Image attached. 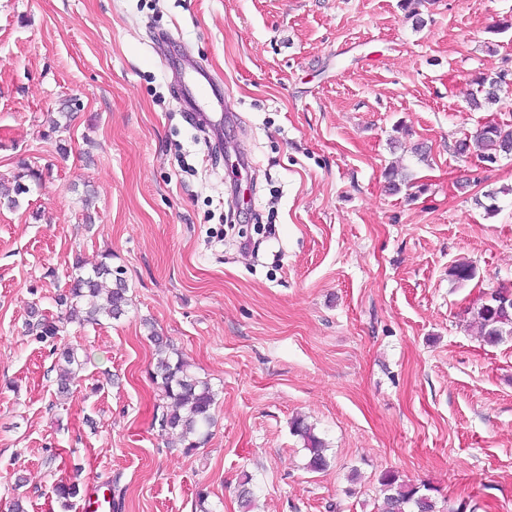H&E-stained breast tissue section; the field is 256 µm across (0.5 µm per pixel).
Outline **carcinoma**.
Instances as JSON below:
<instances>
[{
  "label": "carcinoma",
  "instance_id": "1",
  "mask_svg": "<svg viewBox=\"0 0 512 512\" xmlns=\"http://www.w3.org/2000/svg\"><path fill=\"white\" fill-rule=\"evenodd\" d=\"M477 93L472 96L469 106L480 109L499 101L498 91L505 84L501 74L481 72L473 78ZM512 147V124L498 121L487 122L471 139H463L457 145V152H476L482 160L490 163L507 155ZM112 255L106 254L101 261L86 274L73 277L68 288L58 294L56 304L64 310L57 319L32 314L28 331L41 340L53 339L60 331L62 320L77 318L87 323H98L100 318L118 319L125 313L126 288L119 270L112 269ZM509 292L500 288L477 310L481 335L490 344H497L503 334H512V301L504 297ZM150 340L155 346L156 363L152 373L153 381L162 393L161 413L156 415L160 429L175 436L183 445L184 453L189 454L201 447L209 437L212 424V407L215 393L211 385L190 372L191 365L168 340L156 332H150ZM74 350L66 347L59 353L57 366L61 367L58 393L67 394L76 379ZM293 432L300 436L308 451L307 468L321 471L328 465L325 444L303 419L292 422ZM382 505L378 512H438L434 488L407 485L399 481L394 472H386L380 478Z\"/></svg>",
  "mask_w": 512,
  "mask_h": 512
}]
</instances>
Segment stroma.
<instances>
[{"label":"stroma","instance_id":"stroma-1","mask_svg":"<svg viewBox=\"0 0 512 512\" xmlns=\"http://www.w3.org/2000/svg\"><path fill=\"white\" fill-rule=\"evenodd\" d=\"M192 62L223 82L216 149ZM504 68L512 0H0V194L28 187L0 205V504L62 512L74 476L71 512L111 480L120 512H241L245 481L253 512H376L393 471L440 512H512V335L474 322L512 287V157L456 152L512 120V88L467 103ZM107 253L125 315L31 335ZM152 328L216 394L188 455L153 421ZM502 70L494 74L480 72L473 78V83L477 85L476 94L472 95L469 101L471 109H481L485 105H492L499 101L498 91L503 84H507L501 78ZM59 354L57 366L61 370L59 378L58 393L61 395L68 394L70 386L76 379V370L72 368L73 364L77 361L73 348L66 347ZM61 367V368H60ZM293 432L300 436L305 443V449L308 451L307 468L312 471L324 470L327 465L325 456V444L313 431L311 425H308L304 419L296 418L292 422Z\"/></svg>","mask_w":512,"mask_h":512}]
</instances>
